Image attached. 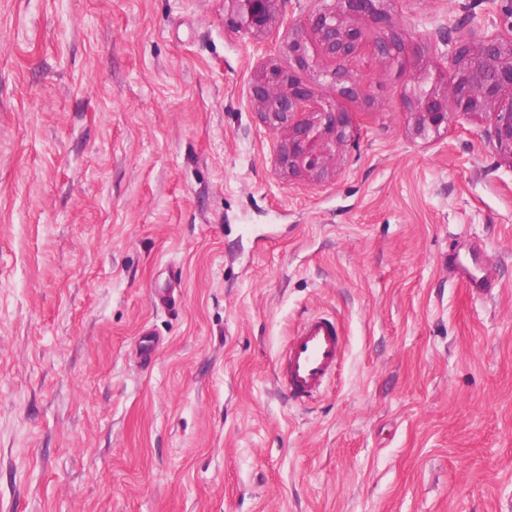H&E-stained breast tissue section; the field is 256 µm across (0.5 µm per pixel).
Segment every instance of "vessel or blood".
<instances>
[{"mask_svg": "<svg viewBox=\"0 0 512 512\" xmlns=\"http://www.w3.org/2000/svg\"><path fill=\"white\" fill-rule=\"evenodd\" d=\"M345 352L334 321L325 315L305 319L289 336L276 373L288 401L305 405L330 385Z\"/></svg>", "mask_w": 512, "mask_h": 512, "instance_id": "obj_1", "label": "vessel or blood"}]
</instances>
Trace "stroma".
Returning a JSON list of instances; mask_svg holds the SVG:
<instances>
[{"instance_id": "1", "label": "stroma", "mask_w": 512, "mask_h": 512, "mask_svg": "<svg viewBox=\"0 0 512 512\" xmlns=\"http://www.w3.org/2000/svg\"><path fill=\"white\" fill-rule=\"evenodd\" d=\"M393 18L434 72L498 15ZM282 40L224 0H0V512H512V164L485 117L413 135L368 36L354 140L284 173L249 97ZM316 313L345 357L291 405L278 356Z\"/></svg>"}]
</instances>
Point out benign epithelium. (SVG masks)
I'll return each mask as SVG.
<instances>
[{
  "label": "benign epithelium",
  "instance_id": "benign-epithelium-1",
  "mask_svg": "<svg viewBox=\"0 0 512 512\" xmlns=\"http://www.w3.org/2000/svg\"><path fill=\"white\" fill-rule=\"evenodd\" d=\"M225 24L259 42L282 25L279 0H225ZM390 0H334L288 23L284 49L299 70L315 69L324 78L320 103L294 71L269 60L254 74L250 101L267 127L279 134L277 163L292 174L319 178L336 163V156L354 134L350 113L336 93L366 94L370 81L346 66L360 46L364 27L376 32L374 51L387 65L407 66L423 47L397 29L388 9ZM498 30L470 31L448 42L446 59L454 78L421 71L404 93L412 131L424 138L448 127V103L454 113L490 117L487 143L512 161V0H498Z\"/></svg>",
  "mask_w": 512,
  "mask_h": 512
}]
</instances>
